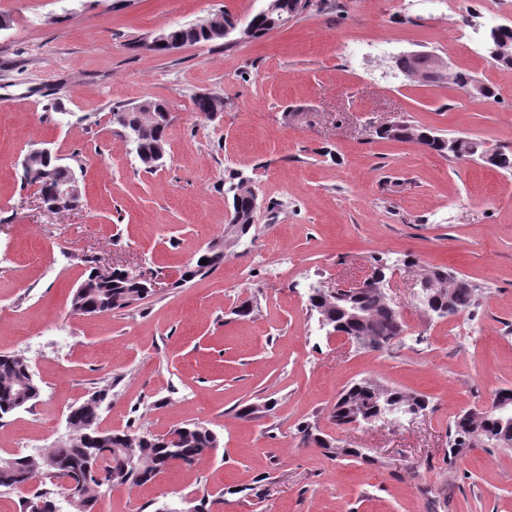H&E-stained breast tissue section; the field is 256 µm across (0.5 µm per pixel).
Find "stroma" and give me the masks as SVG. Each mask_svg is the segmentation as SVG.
Segmentation results:
<instances>
[{"mask_svg":"<svg viewBox=\"0 0 512 512\" xmlns=\"http://www.w3.org/2000/svg\"><path fill=\"white\" fill-rule=\"evenodd\" d=\"M261 0H0V353L27 357L37 402L0 425V453L67 439L66 416L108 389L100 426L162 433L188 423L220 438L192 467L103 489L95 512H512V450L448 457V427L512 388V173L378 138L408 120L512 151V68L487 52L512 0H335L256 40L141 41ZM431 51L492 84L408 79L393 59ZM224 102L208 117L196 100ZM166 103V155L148 170L112 132L113 108ZM48 147L80 178L78 210L40 209L22 162ZM258 196L249 237L224 264L180 282L222 241L224 181ZM383 264L386 302L408 329L383 350L326 338L308 289L349 287ZM161 288L96 316L72 310L92 268ZM445 266L477 285L469 312L420 308L416 282ZM250 300L251 319L234 309ZM377 380L425 394L426 415L336 427L342 390ZM254 407L251 419L238 412ZM308 424L366 460L301 447Z\"/></svg>","mask_w":512,"mask_h":512,"instance_id":"35a3bbf8","label":"stroma"}]
</instances>
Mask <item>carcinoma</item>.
I'll use <instances>...</instances> for the list:
<instances>
[{"label":"carcinoma","instance_id":"cac0c4a2","mask_svg":"<svg viewBox=\"0 0 512 512\" xmlns=\"http://www.w3.org/2000/svg\"><path fill=\"white\" fill-rule=\"evenodd\" d=\"M301 0H268L264 12L255 13L249 23L252 27L251 39H259L278 27V20L293 12L300 15L303 10L297 8ZM166 38L180 42L184 45H196L215 41L213 31L206 29L202 24L196 27L180 26L165 31ZM168 124L162 123L154 133L143 139L140 151L137 154L139 161L147 166L156 165V155L166 150ZM377 136L386 139L415 142L430 152L454 160H469L481 153L480 144L469 143V151L463 155H455L448 151V137L441 133L424 127L401 121L388 132H379ZM35 174L27 179L30 184L39 187V192L52 195L56 186L69 178V169L58 166L54 161L47 160L35 165ZM238 180V175L232 174L224 183V194L231 201V221L235 222L234 229L245 237L250 234L253 224L250 223L251 199L229 191V187ZM207 259V263H200V259ZM224 263V249L213 246L199 255V260L181 275V280L187 281L197 275H205ZM430 272L444 280L453 283L452 293L442 295L438 303L442 307L451 306L455 315L470 311L476 304L478 286L473 284L464 275L447 267H435ZM147 290L138 287L126 279L124 272L116 270L112 280L103 284H90L87 291L75 293L72 296V305L82 312H110L122 309L132 303L145 298ZM357 303L368 312L370 323L367 326L359 325L348 319L343 309ZM312 308L324 309L334 316L337 323L336 330L349 336L352 340L366 349L381 350L390 345L392 340L405 332L406 325L397 312L390 308L383 299L381 292L373 290L356 298H336L332 295L315 298ZM30 368L27 360L15 353L0 354V414L9 416L16 411L27 407L34 400L33 393L36 383L29 375ZM384 388V398L376 399L371 403L373 394L379 388ZM402 406H414L419 411L429 410L430 403L426 397L416 392H405L395 387L382 386L373 381L362 380L356 382L341 392L336 400L332 419L340 426L349 422L351 406H361L370 412L374 405H383V402ZM464 415L457 416L448 430V460L452 461L470 448L468 430L462 422ZM498 416L487 414L483 420V427L491 434L497 436L500 443L512 449V427L503 428L497 422ZM99 416L94 411H80L73 426L77 434L96 435L98 431ZM183 436L181 447L175 449L168 445L161 434L146 433L140 435L136 443L125 441L127 432L111 431L109 435L101 437V463L104 469L122 477L121 483L129 487H140L152 481L153 475L160 469H165L174 462L192 466L199 462L209 448L218 441V436L206 426L199 423H189L182 426ZM301 441L304 444H313L330 455H340L336 450L335 440L325 438L315 432V429L306 425L298 429ZM84 445L67 441L61 445L49 448L41 454L28 460L24 455H12L13 464L0 469V488L15 489L21 483L30 484L31 480L41 477L42 488L36 491L39 496L50 497L54 495L55 484L51 477L44 473L48 464L54 463L57 472L70 480L81 484L87 494L85 512H93L97 503L95 489L88 481L84 462L82 460Z\"/></svg>","mask_w":512,"mask_h":512}]
</instances>
